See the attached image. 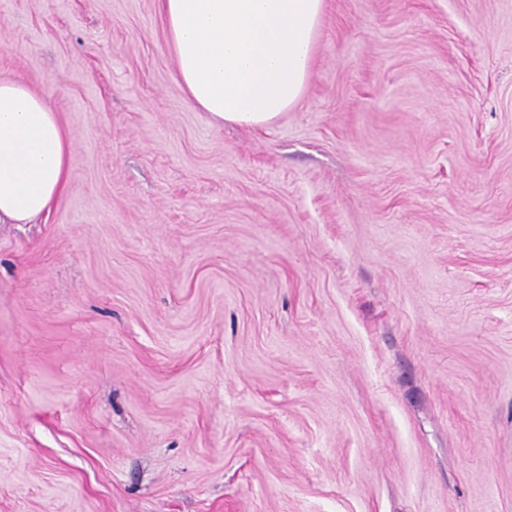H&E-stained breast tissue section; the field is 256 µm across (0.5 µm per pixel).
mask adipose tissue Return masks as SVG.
Returning a JSON list of instances; mask_svg holds the SVG:
<instances>
[{
    "instance_id": "ef3b65f1",
    "label": "adipose tissue",
    "mask_w": 512,
    "mask_h": 512,
    "mask_svg": "<svg viewBox=\"0 0 512 512\" xmlns=\"http://www.w3.org/2000/svg\"><path fill=\"white\" fill-rule=\"evenodd\" d=\"M325 0H158L177 80L216 121L269 126L306 89ZM72 145L44 97L0 78V224H32L66 186Z\"/></svg>"
}]
</instances>
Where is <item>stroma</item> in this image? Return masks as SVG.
Instances as JSON below:
<instances>
[{
    "label": "stroma",
    "instance_id": "35a3bbf8",
    "mask_svg": "<svg viewBox=\"0 0 512 512\" xmlns=\"http://www.w3.org/2000/svg\"><path fill=\"white\" fill-rule=\"evenodd\" d=\"M0 76L74 147L0 225V512H512V0H326L263 129L156 0H0Z\"/></svg>",
    "mask_w": 512,
    "mask_h": 512
}]
</instances>
